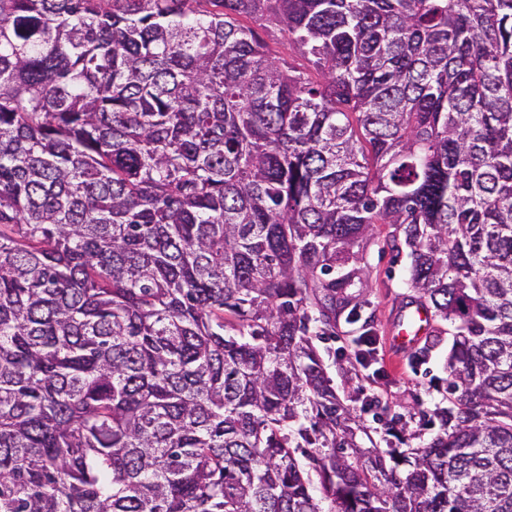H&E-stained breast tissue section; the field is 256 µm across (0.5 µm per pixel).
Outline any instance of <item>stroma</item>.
I'll return each instance as SVG.
<instances>
[{
  "label": "stroma",
  "mask_w": 512,
  "mask_h": 512,
  "mask_svg": "<svg viewBox=\"0 0 512 512\" xmlns=\"http://www.w3.org/2000/svg\"><path fill=\"white\" fill-rule=\"evenodd\" d=\"M367 286L362 290L365 314L371 315L376 347L381 359L370 367L330 366L329 374L342 400L371 392L387 404V417H398L407 431L417 428L419 412L445 406L446 361L452 343L447 323L434 324L424 342L427 353L392 348L391 338L401 314V306L414 298L405 284L407 256H395L382 241L371 243L365 253Z\"/></svg>",
  "instance_id": "35a3bbf8"
}]
</instances>
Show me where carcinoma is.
I'll use <instances>...</instances> for the list:
<instances>
[{
	"label": "carcinoma",
	"mask_w": 512,
	"mask_h": 512,
	"mask_svg": "<svg viewBox=\"0 0 512 512\" xmlns=\"http://www.w3.org/2000/svg\"><path fill=\"white\" fill-rule=\"evenodd\" d=\"M382 225L453 336L406 451L315 344ZM0 512H512V0H0ZM258 33L269 44L272 56L284 60L302 71L312 69L311 63L294 49L292 45H289L286 39L260 29Z\"/></svg>",
	"instance_id": "cac0c4a2"
}]
</instances>
